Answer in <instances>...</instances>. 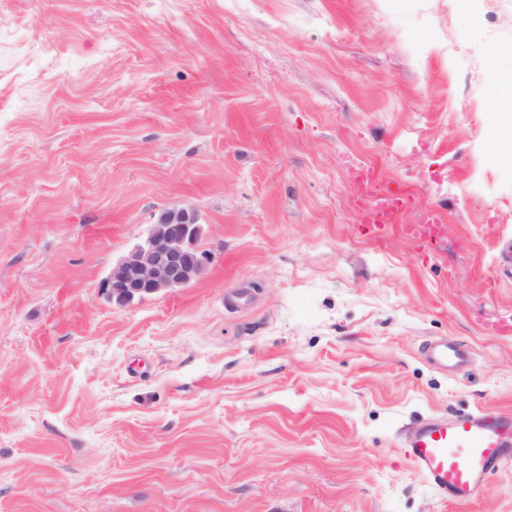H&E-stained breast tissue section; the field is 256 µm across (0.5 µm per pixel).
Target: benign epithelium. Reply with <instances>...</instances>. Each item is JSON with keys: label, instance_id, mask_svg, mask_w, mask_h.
Segmentation results:
<instances>
[{"label": "benign epithelium", "instance_id": "7a95c632", "mask_svg": "<svg viewBox=\"0 0 512 512\" xmlns=\"http://www.w3.org/2000/svg\"><path fill=\"white\" fill-rule=\"evenodd\" d=\"M199 233L190 206L166 209L143 243L121 259L105 280L108 297L124 306L137 298L182 288L202 277L207 257L194 249Z\"/></svg>", "mask_w": 512, "mask_h": 512}]
</instances>
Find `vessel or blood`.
Returning <instances> with one entry per match:
<instances>
[{
	"instance_id": "b4317fda",
	"label": "vessel or blood",
	"mask_w": 512,
	"mask_h": 512,
	"mask_svg": "<svg viewBox=\"0 0 512 512\" xmlns=\"http://www.w3.org/2000/svg\"><path fill=\"white\" fill-rule=\"evenodd\" d=\"M423 355L449 373L465 367V350L450 337L430 341ZM408 457L444 502L466 505L484 480L512 459V413L480 408L456 420L429 418L408 435Z\"/></svg>"
}]
</instances>
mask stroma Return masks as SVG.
<instances>
[{"mask_svg": "<svg viewBox=\"0 0 512 512\" xmlns=\"http://www.w3.org/2000/svg\"><path fill=\"white\" fill-rule=\"evenodd\" d=\"M494 10L0 0V512H445L403 431L512 412ZM367 182L404 200L379 238ZM186 205L203 278L112 303ZM452 512H512V464ZM423 355L429 364L445 373L460 369L468 364V356L465 350L451 337L430 341L425 347Z\"/></svg>", "mask_w": 512, "mask_h": 512, "instance_id": "stroma-1", "label": "stroma"}]
</instances>
